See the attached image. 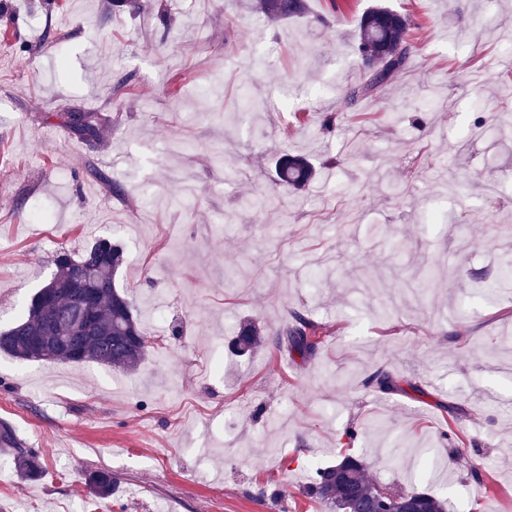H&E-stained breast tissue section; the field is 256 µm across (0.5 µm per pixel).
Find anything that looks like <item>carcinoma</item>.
<instances>
[{"mask_svg": "<svg viewBox=\"0 0 512 512\" xmlns=\"http://www.w3.org/2000/svg\"><path fill=\"white\" fill-rule=\"evenodd\" d=\"M259 8L273 21L286 20L304 14V0H259ZM411 31L410 19L387 7H375L360 17L359 78L346 88L348 102L353 104L376 95L394 76L407 70ZM67 123L87 139H97L102 132L99 118L88 113L73 115L67 118ZM278 177L299 189L312 178V168L304 159L286 155L279 161ZM122 260L119 245L99 238L80 256L57 263L47 292L35 293L24 318L0 332V353L21 360L91 361L126 370L135 368L145 357L149 343L134 315L132 302L116 284ZM85 282L91 283L97 292L93 305L95 326L90 331L74 332L82 346L81 357L74 359L66 349L53 346L52 330L54 324L70 318L77 292L75 285ZM322 329L323 325L296 312L291 323L278 334L277 345L284 344L300 356L310 357L317 350L316 336ZM261 342L260 330L246 322L240 325L233 346L245 354ZM366 384L384 394L400 389L398 381L384 370L371 374ZM0 444L16 449L15 466L20 473L29 477L41 473L38 456L22 447L13 430L4 424L0 426ZM87 482L97 496L109 495L114 485L112 473L106 470L90 473ZM306 495L334 512H376L379 508L402 512L411 504L420 512H447L445 500L427 492H403L395 499L380 500L379 485L367 479L365 465L350 455L317 468Z\"/></svg>", "mask_w": 512, "mask_h": 512, "instance_id": "obj_1", "label": "carcinoma"}]
</instances>
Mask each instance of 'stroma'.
Instances as JSON below:
<instances>
[{
    "instance_id": "obj_1",
    "label": "stroma",
    "mask_w": 512,
    "mask_h": 512,
    "mask_svg": "<svg viewBox=\"0 0 512 512\" xmlns=\"http://www.w3.org/2000/svg\"><path fill=\"white\" fill-rule=\"evenodd\" d=\"M379 1L418 24L412 64L350 106ZM306 3L0 0V330L59 250L108 237L151 342L133 370L0 353V424L43 465L0 447V512H328L304 488L343 450L448 512H512V289L480 292L512 264V0ZM286 154L309 186L273 183ZM295 312L326 327L312 357L275 343ZM258 7L273 21L304 14V0H259ZM90 114L91 113H85V115L67 116L66 122L83 138L99 139L102 132V125L97 116ZM262 338L260 330L253 323L246 322L240 325L233 346L238 353L245 354L259 346ZM0 444L3 447L16 448L15 466L25 476L36 477L41 473L38 456L27 448H22L13 430L2 424L0 427Z\"/></svg>"
}]
</instances>
